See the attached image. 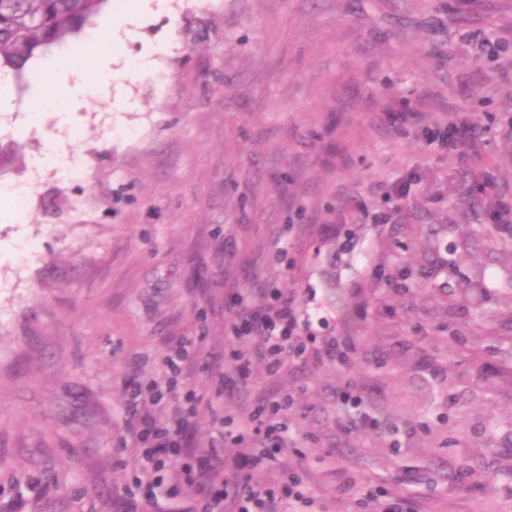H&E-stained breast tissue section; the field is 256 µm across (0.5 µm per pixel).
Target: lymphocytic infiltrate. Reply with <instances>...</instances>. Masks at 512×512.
I'll use <instances>...</instances> for the list:
<instances>
[{"label": "lymphocytic infiltrate", "instance_id": "obj_1", "mask_svg": "<svg viewBox=\"0 0 512 512\" xmlns=\"http://www.w3.org/2000/svg\"><path fill=\"white\" fill-rule=\"evenodd\" d=\"M303 329L295 300L274 291L269 292L266 301L241 304L231 326L234 341H259L267 367L273 371L291 357L301 360L332 353L337 361L348 360L350 344L341 342L311 349L302 340ZM196 358L192 340L178 342L161 360L165 378L144 385L134 384L128 393L132 440L141 446L137 457L139 475L126 488L135 512H286L287 499L298 493L297 483L242 485L238 479L225 478V461L214 452L199 456L194 463L181 468V478L198 488V497L188 506L173 502L171 490L164 483V472L174 458L185 455L181 434L200 401L192 391L181 396L174 394L173 385L185 365ZM160 404L168 407L161 424L148 412L149 407Z\"/></svg>", "mask_w": 512, "mask_h": 512}]
</instances>
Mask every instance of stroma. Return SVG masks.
Instances as JSON below:
<instances>
[{"instance_id":"1","label":"stroma","mask_w":512,"mask_h":512,"mask_svg":"<svg viewBox=\"0 0 512 512\" xmlns=\"http://www.w3.org/2000/svg\"><path fill=\"white\" fill-rule=\"evenodd\" d=\"M157 45L151 70L65 123L23 124L53 52L8 86L0 185L26 209L0 194V505L32 484L23 512H128L127 384L190 338L179 390L203 400L186 444L237 459L223 419L249 436L288 396V453L249 478L295 476L308 496L291 512H512V318L481 361L448 349L476 309L456 285L482 273L491 310L512 281L470 189L491 180L512 205V0H168L111 50ZM460 120L481 135L467 158L425 141ZM76 160L84 178H63ZM382 209L399 217L373 227ZM340 222L349 236L327 237ZM245 288L294 297L351 360L272 373L243 342L248 373L224 388Z\"/></svg>"}]
</instances>
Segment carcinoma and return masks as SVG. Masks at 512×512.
Here are the masks:
<instances>
[{
	"label": "carcinoma",
	"mask_w": 512,
	"mask_h": 512,
	"mask_svg": "<svg viewBox=\"0 0 512 512\" xmlns=\"http://www.w3.org/2000/svg\"><path fill=\"white\" fill-rule=\"evenodd\" d=\"M108 0H0V72L23 75L37 54L80 32ZM487 316L475 315V328L466 337L474 351L487 338Z\"/></svg>",
	"instance_id": "carcinoma-1"
}]
</instances>
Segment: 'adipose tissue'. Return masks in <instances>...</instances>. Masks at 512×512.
Wrapping results in <instances>:
<instances>
[{"mask_svg": "<svg viewBox=\"0 0 512 512\" xmlns=\"http://www.w3.org/2000/svg\"><path fill=\"white\" fill-rule=\"evenodd\" d=\"M165 0H131L128 12L112 22L108 31L98 37L92 53L60 56L49 73L47 97H59L69 112L77 111L79 97L95 89L109 86L114 56L110 45L117 34L133 36L134 29L153 9H164Z\"/></svg>", "mask_w": 512, "mask_h": 512, "instance_id": "obj_1", "label": "adipose tissue"}]
</instances>
